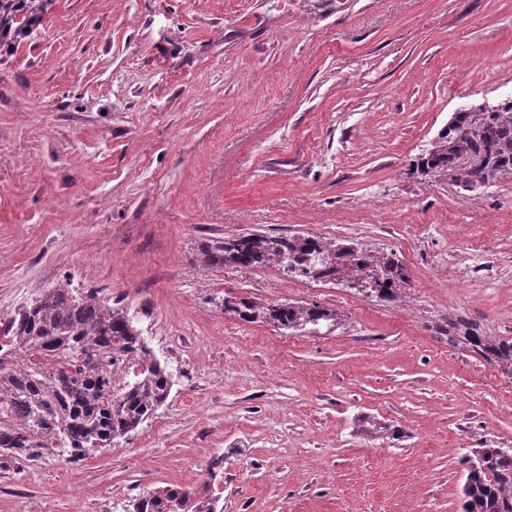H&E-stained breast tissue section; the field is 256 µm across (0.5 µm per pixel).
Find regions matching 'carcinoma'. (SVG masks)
Returning <instances> with one entry per match:
<instances>
[{"label":"carcinoma","mask_w":512,"mask_h":512,"mask_svg":"<svg viewBox=\"0 0 512 512\" xmlns=\"http://www.w3.org/2000/svg\"><path fill=\"white\" fill-rule=\"evenodd\" d=\"M422 174L446 173L462 190L512 178V98L487 111L452 113L448 126L418 157ZM208 266H278L291 274L353 287L369 283L374 297L403 299L408 276L396 254L346 239L247 233L199 248ZM224 310L279 329L318 326L333 313L315 304H266L224 299ZM437 333L512 376V338L490 336L462 316L448 315ZM0 347V469L51 455L80 462L135 431L170 395L172 374L132 319L105 303L100 291L74 294L63 283L4 323ZM140 369L118 374V364ZM463 512H512V448H473L465 460ZM218 501L197 490L157 487L134 499L133 512H217Z\"/></svg>","instance_id":"obj_1"}]
</instances>
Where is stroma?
Listing matches in <instances>:
<instances>
[{
    "mask_svg": "<svg viewBox=\"0 0 512 512\" xmlns=\"http://www.w3.org/2000/svg\"><path fill=\"white\" fill-rule=\"evenodd\" d=\"M510 96L512 0H52L0 56V321L100 289L175 384L112 447L0 471V512H129L166 485L224 512H462L463 457L512 448V377L435 326L512 337V179L465 192L415 161ZM254 232L394 252L408 297L200 263ZM471 247L498 283L452 282ZM228 297L335 318L281 330Z\"/></svg>",
    "mask_w": 512,
    "mask_h": 512,
    "instance_id": "stroma-1",
    "label": "stroma"
}]
</instances>
